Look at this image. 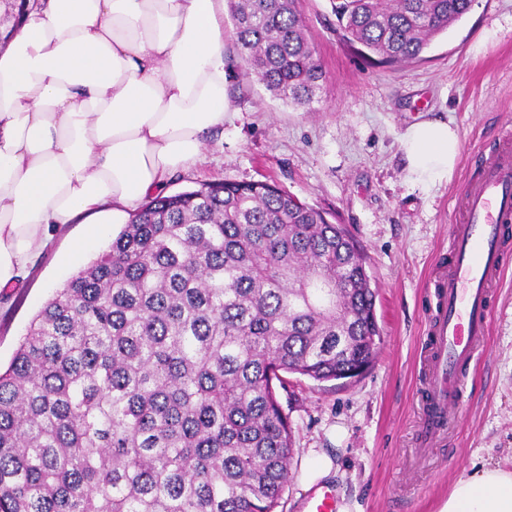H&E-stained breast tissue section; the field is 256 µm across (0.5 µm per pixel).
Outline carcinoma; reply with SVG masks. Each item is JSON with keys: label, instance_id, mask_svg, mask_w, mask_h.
I'll return each instance as SVG.
<instances>
[{"label": "carcinoma", "instance_id": "obj_1", "mask_svg": "<svg viewBox=\"0 0 512 512\" xmlns=\"http://www.w3.org/2000/svg\"><path fill=\"white\" fill-rule=\"evenodd\" d=\"M295 0H230L246 74L307 107ZM473 0H331L363 56L413 61ZM366 258L264 181L148 198L56 289L0 372V512H276L287 375L355 380L380 339Z\"/></svg>", "mask_w": 512, "mask_h": 512}]
</instances>
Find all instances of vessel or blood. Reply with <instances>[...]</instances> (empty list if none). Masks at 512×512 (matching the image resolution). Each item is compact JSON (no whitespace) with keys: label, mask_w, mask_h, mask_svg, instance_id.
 Here are the masks:
<instances>
[{"label":"vessel or blood","mask_w":512,"mask_h":512,"mask_svg":"<svg viewBox=\"0 0 512 512\" xmlns=\"http://www.w3.org/2000/svg\"><path fill=\"white\" fill-rule=\"evenodd\" d=\"M463 202V219L452 229L454 259L434 283L441 305L422 408L428 440L444 434L449 412L461 405L465 370L484 350L492 290L505 270L504 227L512 223V155L490 159L465 186Z\"/></svg>","instance_id":"vessel-or-blood-1"}]
</instances>
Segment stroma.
Returning a JSON list of instances; mask_svg holds the SVG:
<instances>
[{
	"label": "stroma",
	"mask_w": 512,
	"mask_h": 512,
	"mask_svg": "<svg viewBox=\"0 0 512 512\" xmlns=\"http://www.w3.org/2000/svg\"><path fill=\"white\" fill-rule=\"evenodd\" d=\"M324 72L311 109L277 99L232 70L231 115L169 192L202 183L268 181L343 225L361 246L376 292L381 344L357 382L292 376L279 401L294 438L282 512H304L305 460L332 457L326 477L346 512H440L473 464L512 469V268L494 290L485 353L444 439L420 444L421 401L436 296L432 280L453 253L464 185L499 150L512 124V0H474L417 60L375 64L336 31L330 0H296ZM452 119L460 160L451 182L404 178L398 138L414 122ZM84 230L70 224L32 258L25 278L0 290V365H8L37 311L69 279L60 260Z\"/></svg>",
	"instance_id": "stroma-1"
}]
</instances>
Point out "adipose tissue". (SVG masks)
<instances>
[{
	"label": "adipose tissue",
	"instance_id": "obj_1",
	"mask_svg": "<svg viewBox=\"0 0 512 512\" xmlns=\"http://www.w3.org/2000/svg\"><path fill=\"white\" fill-rule=\"evenodd\" d=\"M224 0H30L0 27V289L25 275L55 230L84 235L76 265L178 172L227 118ZM406 177L450 182V122L401 134ZM441 512H512V470L460 480Z\"/></svg>",
	"mask_w": 512,
	"mask_h": 512
}]
</instances>
